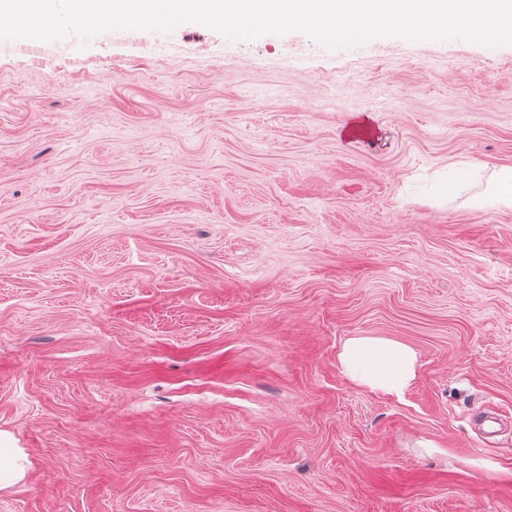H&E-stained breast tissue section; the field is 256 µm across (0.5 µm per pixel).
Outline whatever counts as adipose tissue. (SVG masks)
I'll return each instance as SVG.
<instances>
[{
    "mask_svg": "<svg viewBox=\"0 0 512 512\" xmlns=\"http://www.w3.org/2000/svg\"><path fill=\"white\" fill-rule=\"evenodd\" d=\"M336 359L342 374L355 385L388 396L404 395L419 372L415 350L390 339L366 336L348 339Z\"/></svg>",
    "mask_w": 512,
    "mask_h": 512,
    "instance_id": "1",
    "label": "adipose tissue"
}]
</instances>
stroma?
<instances>
[{
    "mask_svg": "<svg viewBox=\"0 0 512 512\" xmlns=\"http://www.w3.org/2000/svg\"><path fill=\"white\" fill-rule=\"evenodd\" d=\"M503 164L512 45L0 38V512H512ZM489 182L492 189L478 197L476 205L480 208H512V165L495 168ZM336 359L342 374L355 385L388 396L404 395L419 372L415 350L390 339L350 338L342 344ZM21 458L14 448H7L0 442V487L12 484L21 474L23 467L18 464Z\"/></svg>",
    "mask_w": 512,
    "mask_h": 512,
    "instance_id": "35a3bbf8",
    "label": "stroma"
}]
</instances>
